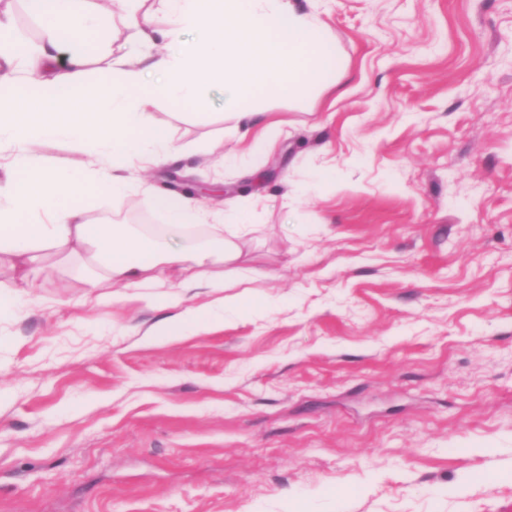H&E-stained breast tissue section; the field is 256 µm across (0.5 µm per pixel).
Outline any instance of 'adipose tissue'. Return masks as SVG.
I'll use <instances>...</instances> for the list:
<instances>
[{"label": "adipose tissue", "instance_id": "ef3b65f1", "mask_svg": "<svg viewBox=\"0 0 512 512\" xmlns=\"http://www.w3.org/2000/svg\"><path fill=\"white\" fill-rule=\"evenodd\" d=\"M129 2L119 20L131 35L99 54L90 50L107 19L99 0H22L43 26L35 45L16 33L11 7H0V144L9 147L0 174V259L15 271L0 284L1 317L23 313L53 256L74 262L75 279L89 287L116 283L178 308L148 328L146 340L209 325L223 299L190 306L188 295L223 290L224 265L239 257L238 240L250 227L196 194L133 181L134 169L179 157L154 106L196 104L203 87L222 85L233 120L224 135L244 142V156L255 160L273 154L283 134L282 122L260 116L255 105L272 93L303 101L334 83L336 40L318 13L302 12L294 0ZM184 29L195 40L169 50ZM47 141L70 144L86 163L39 166L32 148ZM136 190L170 217L162 241L130 224L90 221L72 203L84 192L117 199ZM200 225L206 236L190 239L189 229Z\"/></svg>", "mask_w": 512, "mask_h": 512}]
</instances>
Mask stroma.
Listing matches in <instances>:
<instances>
[{"label": "stroma", "mask_w": 512, "mask_h": 512, "mask_svg": "<svg viewBox=\"0 0 512 512\" xmlns=\"http://www.w3.org/2000/svg\"><path fill=\"white\" fill-rule=\"evenodd\" d=\"M296 2L335 85L265 99L288 133L255 174L219 162L223 88L158 102L181 159L146 175L239 202L224 295L259 308L147 343L173 309L56 270L0 322V512H512V0Z\"/></svg>", "instance_id": "obj_1"}]
</instances>
